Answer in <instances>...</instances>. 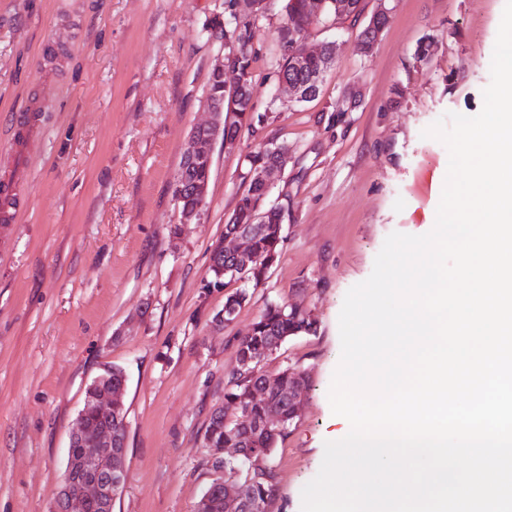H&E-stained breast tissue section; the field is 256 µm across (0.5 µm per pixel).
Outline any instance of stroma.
Returning <instances> with one entry per match:
<instances>
[{"mask_svg":"<svg viewBox=\"0 0 512 512\" xmlns=\"http://www.w3.org/2000/svg\"><path fill=\"white\" fill-rule=\"evenodd\" d=\"M505 3L364 0L365 14L388 10V25L368 52L359 28L312 29L309 43L339 49L319 97L300 103L278 84L284 0H268L252 64L265 122L235 150L215 145L201 220L186 224L174 184L224 52L211 34L224 0H0V181L28 101L52 102L28 145L17 220L0 222V512H50L85 389L111 366L126 377L128 425L113 512H195L222 478L203 433L236 343L283 300L312 311L317 331L262 363L309 380L272 455L268 512H301L336 428L328 391L345 295L390 233L429 232L431 179L449 155L421 133L446 113L481 111ZM270 141L289 152L269 195L284 210L283 248L226 326L210 253L245 156Z\"/></svg>","mask_w":512,"mask_h":512,"instance_id":"stroma-1","label":"stroma"}]
</instances>
